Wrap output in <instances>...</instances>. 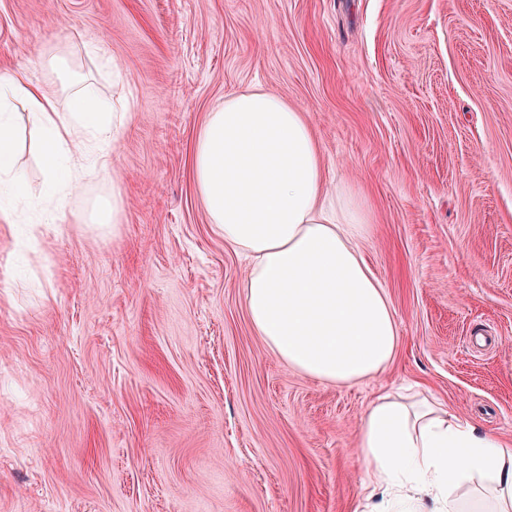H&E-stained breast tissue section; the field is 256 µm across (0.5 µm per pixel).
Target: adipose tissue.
Masks as SVG:
<instances>
[{
  "mask_svg": "<svg viewBox=\"0 0 512 512\" xmlns=\"http://www.w3.org/2000/svg\"><path fill=\"white\" fill-rule=\"evenodd\" d=\"M0 71V221L16 224L28 196L18 163L20 122L39 135L52 210L23 231L37 239L68 194L108 171L107 148L127 122L82 85L64 55ZM67 100H60V93ZM325 162L303 112L260 85L225 97L197 137L193 172L208 221L250 260L244 306L254 330L289 368L339 385L379 377L400 345L395 313L359 242L367 218L325 187ZM376 512H512V448L421 392L384 391L358 434Z\"/></svg>",
  "mask_w": 512,
  "mask_h": 512,
  "instance_id": "1",
  "label": "adipose tissue"
}]
</instances>
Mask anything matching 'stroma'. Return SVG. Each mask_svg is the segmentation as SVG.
Wrapping results in <instances>:
<instances>
[{"instance_id": "35a3bbf8", "label": "stroma", "mask_w": 512, "mask_h": 512, "mask_svg": "<svg viewBox=\"0 0 512 512\" xmlns=\"http://www.w3.org/2000/svg\"><path fill=\"white\" fill-rule=\"evenodd\" d=\"M62 44L131 118L36 245L0 223V512H357L363 412L409 385L512 443V0H0V69ZM257 84L368 217L401 337L376 379L266 347L196 195L207 113ZM116 186L120 229L88 223Z\"/></svg>"}]
</instances>
